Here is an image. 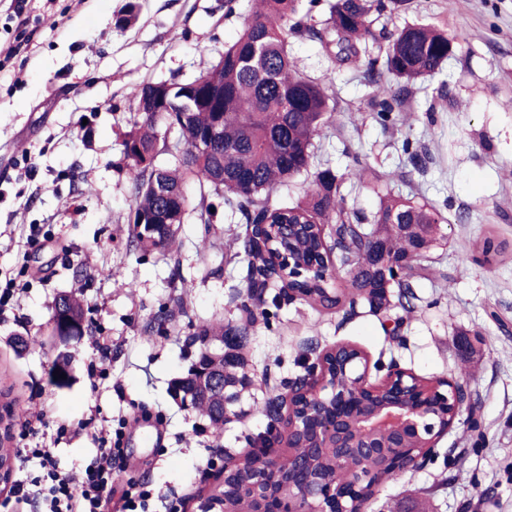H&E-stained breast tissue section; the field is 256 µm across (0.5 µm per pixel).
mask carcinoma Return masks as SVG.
<instances>
[{"instance_id":"obj_1","label":"carcinoma","mask_w":512,"mask_h":512,"mask_svg":"<svg viewBox=\"0 0 512 512\" xmlns=\"http://www.w3.org/2000/svg\"><path fill=\"white\" fill-rule=\"evenodd\" d=\"M401 0H335L329 17L318 29L308 16L299 15V0H259L238 38L224 46L219 60L192 82L165 80L146 82L133 100L134 121L122 141L131 161L129 223L130 246L141 251L170 250L177 226L192 211L201 222L210 223V192L224 195V207L240 212L248 224H314L317 232L300 242L303 252L324 248L336 251V266L323 268L310 284L306 297L328 310L354 307L364 298L370 305L406 308L414 298L409 259L418 247L430 251L440 244L444 218L440 211L412 198L395 195L388 182L376 180L380 206L369 220L351 212L340 193L331 168L315 165V141L336 111L332 90L314 81L294 64L291 39L310 37L341 62L360 56L361 41L375 37L374 22L393 10ZM383 55L369 60L367 83L374 87L371 103L382 119L395 111L409 85L442 70L453 53L445 29L432 24H413L382 34ZM176 129L182 151L175 166L156 164L158 155L169 151L167 140L157 131L159 123ZM215 134L210 140L208 136ZM210 140L201 150L198 141ZM313 175L297 201L273 207L269 200L278 188L303 175ZM159 219L170 224L167 237L151 239L141 220ZM383 246L382 259L373 256L364 243L367 234ZM250 272L263 274L267 259L250 251ZM336 279L342 290L334 303L326 302L323 289ZM60 319L90 333L85 305L75 293H63L54 302L51 319ZM247 329L203 325L195 338L226 342L232 335V352L209 358L200 351L194 364L224 370L225 382L241 383L242 336ZM189 401L216 426L224 423V394L219 391L192 393Z\"/></svg>"}]
</instances>
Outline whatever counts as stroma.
Returning a JSON list of instances; mask_svg holds the SVG:
<instances>
[{"label": "stroma", "mask_w": 512, "mask_h": 512, "mask_svg": "<svg viewBox=\"0 0 512 512\" xmlns=\"http://www.w3.org/2000/svg\"><path fill=\"white\" fill-rule=\"evenodd\" d=\"M9 4L0 0V45L16 47L0 54V291L10 292L0 301V407L15 429L42 416L41 441L76 473L98 448L84 423L122 427L107 512H125L139 485L151 492L148 512H202L224 467L213 451H246L268 428V399L316 350L346 342L368 355L372 379L395 365L463 383L473 405L418 467L377 487L367 512H512V0H404L388 29L437 24L454 49L386 121L371 106L366 57L341 63L319 42H291L299 69L336 95L317 163L342 177L348 207L368 217L379 207L355 177L367 167L445 219L442 245L417 261L429 273L413 280V307L378 315L270 289L248 297L245 227L217 195L210 223L187 215L172 253L127 244L122 139L139 85L205 73L256 0H235L230 17L224 0H26L20 19ZM487 236L505 247L490 265L479 252ZM63 292L82 295L94 330L62 351L46 326ZM245 322L241 417L215 427L171 383L194 361L202 324ZM98 335L111 349L92 378ZM62 352L71 379L60 388L48 371Z\"/></svg>", "instance_id": "1"}]
</instances>
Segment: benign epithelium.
Returning <instances> with one entry per match:
<instances>
[{"mask_svg":"<svg viewBox=\"0 0 512 512\" xmlns=\"http://www.w3.org/2000/svg\"><path fill=\"white\" fill-rule=\"evenodd\" d=\"M305 231L302 224H290L277 237L267 224L250 226L254 250L274 257L272 277L310 282L320 271L318 264H305L293 254ZM338 375L348 386L336 384ZM436 402L449 409L441 421L432 412ZM467 403L461 384H429L397 367L372 382L368 356L339 343L288 383L256 447L215 477L208 510L238 512L241 499L248 512H364L375 490L366 473L378 465L395 476L418 466ZM298 441L305 443L302 455L293 451ZM353 460L357 465L343 481L323 470L327 462L337 470ZM14 471L11 424L0 416V491L12 485Z\"/></svg>","mask_w":512,"mask_h":512,"instance_id":"1","label":"benign epithelium"}]
</instances>
